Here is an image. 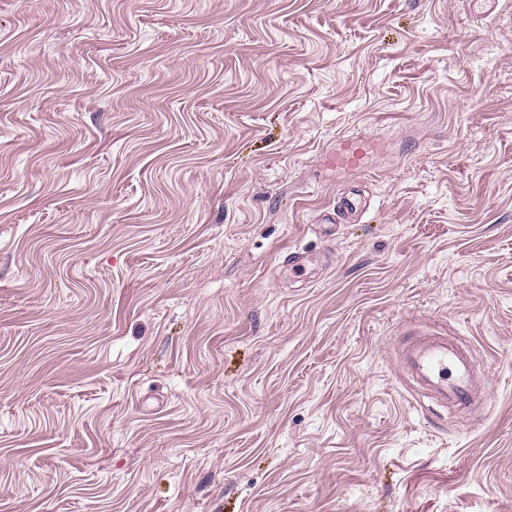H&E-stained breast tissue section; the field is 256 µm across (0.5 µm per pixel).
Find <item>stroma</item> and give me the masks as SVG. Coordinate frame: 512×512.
I'll return each instance as SVG.
<instances>
[{
    "label": "stroma",
    "mask_w": 512,
    "mask_h": 512,
    "mask_svg": "<svg viewBox=\"0 0 512 512\" xmlns=\"http://www.w3.org/2000/svg\"><path fill=\"white\" fill-rule=\"evenodd\" d=\"M0 512H512V0H0ZM370 148V142L363 137L346 140L336 149L335 153L327 156L326 163L336 169L360 171L365 166V158ZM403 347L401 365L407 370L411 394L448 409H464L472 425L482 420L485 369L472 346L447 330H427Z\"/></svg>",
    "instance_id": "stroma-1"
}]
</instances>
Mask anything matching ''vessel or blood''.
<instances>
[{"label": "vessel or blood", "instance_id": "b4317fda", "mask_svg": "<svg viewBox=\"0 0 512 512\" xmlns=\"http://www.w3.org/2000/svg\"><path fill=\"white\" fill-rule=\"evenodd\" d=\"M369 148L365 138L348 139L327 156L326 163L362 170ZM401 365L416 403L461 408L470 413L472 422L481 421L487 389L485 369L472 346L444 330L423 331L404 346Z\"/></svg>", "mask_w": 512, "mask_h": 512}]
</instances>
